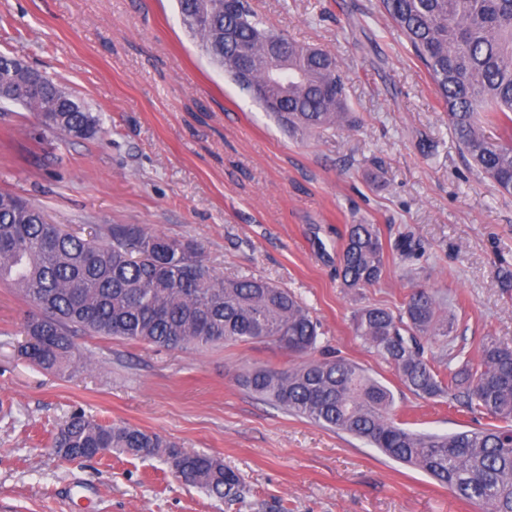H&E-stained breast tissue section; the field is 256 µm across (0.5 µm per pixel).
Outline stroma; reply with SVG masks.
I'll list each match as a JSON object with an SVG mask.
<instances>
[{
    "mask_svg": "<svg viewBox=\"0 0 512 512\" xmlns=\"http://www.w3.org/2000/svg\"><path fill=\"white\" fill-rule=\"evenodd\" d=\"M268 24L335 56L355 129L293 138L202 56L176 0H0V53L84 101L103 135L76 142L0 105V191L79 235L138 224L197 246L218 274L287 288L320 324L315 357L360 364L390 388L408 428L483 427L431 405L352 331L365 305L399 311L415 286L456 308L453 335L512 346V195L467 167L424 68L376 0H253ZM377 225L385 249L411 229L427 273L389 257L352 291L336 274L345 225ZM29 304L0 285V512H478L424 472L295 416L239 382L295 358L266 341L194 349L76 337L91 366L57 374L19 356ZM159 434L220 458L239 500L185 482L166 456L64 459L53 446L73 412Z\"/></svg>",
    "mask_w": 512,
    "mask_h": 512,
    "instance_id": "35a3bbf8",
    "label": "stroma"
}]
</instances>
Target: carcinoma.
<instances>
[{"instance_id":"obj_1","label":"carcinoma","mask_w":512,"mask_h":512,"mask_svg":"<svg viewBox=\"0 0 512 512\" xmlns=\"http://www.w3.org/2000/svg\"><path fill=\"white\" fill-rule=\"evenodd\" d=\"M177 0L180 19L208 59L240 89L282 101L269 111L292 134L352 129L346 84L336 58L276 32L249 0ZM376 8L424 67L465 161L512 194V0H377ZM288 48V87L272 78L269 44ZM251 48L238 64L236 47ZM0 102L24 107L48 130L93 140L97 115L51 78L29 83L17 57L0 53ZM409 273L424 247L411 231L398 237ZM386 267L375 224H348L338 273L351 290L371 287ZM0 283L31 305L19 352L43 370L84 366L76 336H109L168 349L271 341L300 358L275 370L255 366L243 383L310 422L361 439L389 458L435 478L482 512H512V347L487 336L472 364L452 346L454 318L430 288H416L403 311L372 305L353 316L354 336L424 400H448L494 423L451 434L418 432L397 418L392 391L344 358L315 360L318 324L285 288L263 278L218 275L189 242L143 226L113 224L105 237L82 238L49 223L41 208L0 191ZM443 364L448 373L438 369ZM54 447L68 460L114 450L178 460L185 481L219 499L241 497L242 481L223 461L187 453L127 425H105L80 412L61 425Z\"/></svg>"}]
</instances>
